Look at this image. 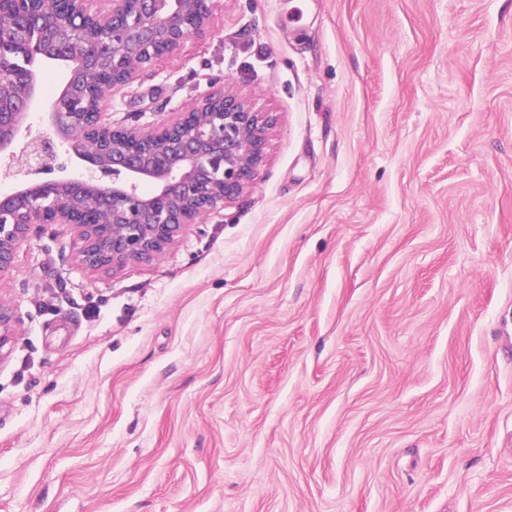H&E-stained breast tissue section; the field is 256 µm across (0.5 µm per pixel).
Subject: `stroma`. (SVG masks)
Masks as SVG:
<instances>
[{
  "label": "stroma",
  "instance_id": "obj_1",
  "mask_svg": "<svg viewBox=\"0 0 512 512\" xmlns=\"http://www.w3.org/2000/svg\"><path fill=\"white\" fill-rule=\"evenodd\" d=\"M275 114L251 187L111 274H0V512H512V0H220L108 110ZM22 322L23 318L17 307L0 301V359L10 352Z\"/></svg>",
  "mask_w": 512,
  "mask_h": 512
}]
</instances>
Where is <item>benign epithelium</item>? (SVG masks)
I'll return each mask as SVG.
<instances>
[{
  "instance_id": "obj_1",
  "label": "benign epithelium",
  "mask_w": 512,
  "mask_h": 512,
  "mask_svg": "<svg viewBox=\"0 0 512 512\" xmlns=\"http://www.w3.org/2000/svg\"><path fill=\"white\" fill-rule=\"evenodd\" d=\"M219 0H0V156L23 165L0 189V274L31 232L65 224L86 268L110 273L163 256L192 224L239 198L266 156L276 118L245 96L216 91L161 125L112 121L107 99L139 70L205 31ZM37 60L62 61L58 99L40 111L29 76ZM102 74L84 99L87 74ZM46 127L31 136L33 117ZM23 318L0 301V359Z\"/></svg>"
}]
</instances>
